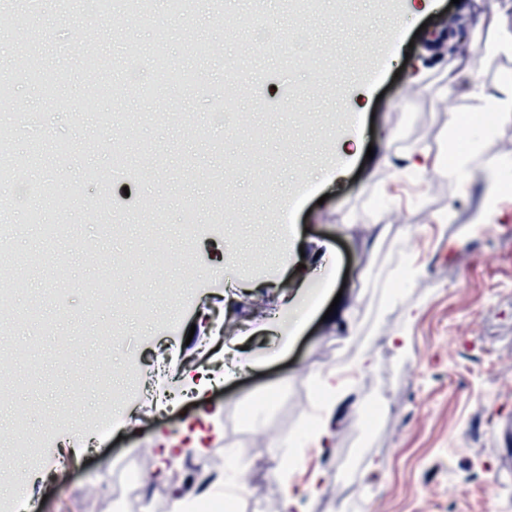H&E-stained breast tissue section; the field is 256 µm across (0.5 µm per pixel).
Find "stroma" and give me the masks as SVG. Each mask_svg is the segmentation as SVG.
<instances>
[{"label":"stroma","mask_w":512,"mask_h":512,"mask_svg":"<svg viewBox=\"0 0 512 512\" xmlns=\"http://www.w3.org/2000/svg\"><path fill=\"white\" fill-rule=\"evenodd\" d=\"M417 7L191 0L175 14L153 0L147 21L124 0L106 15L88 0L0 8V77L13 87L0 109V269L19 273L0 278L11 512H172L190 475L213 476L202 499L236 512L268 510L289 487L292 512H512V118L489 137L467 128L483 140L469 180L435 165L455 141L449 112L475 109L455 75H512V53L479 54L492 38L482 16L512 20V0ZM257 17L272 27L260 51ZM18 26L55 96L15 68L5 34ZM86 28L109 63L95 79L73 52ZM203 40L220 56L196 55ZM158 49L196 82L166 85ZM415 147L423 172L395 180ZM104 168L117 175L95 214ZM35 206L55 239L28 223ZM365 349L375 366L356 369ZM228 365L235 376L207 404L185 398L187 378ZM131 373L170 386L171 407L124 397ZM328 382L341 396L320 448L306 432ZM374 401L381 413L362 423ZM101 417L112 434L86 452ZM65 445L68 473L51 478ZM232 449L254 461L249 475L227 466ZM133 477L143 500H118Z\"/></svg>","instance_id":"1"}]
</instances>
